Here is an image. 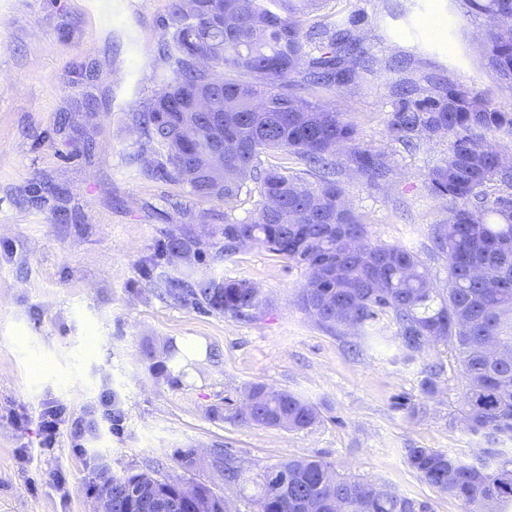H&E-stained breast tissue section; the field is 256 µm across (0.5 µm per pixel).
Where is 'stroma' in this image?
Segmentation results:
<instances>
[{
  "mask_svg": "<svg viewBox=\"0 0 512 512\" xmlns=\"http://www.w3.org/2000/svg\"><path fill=\"white\" fill-rule=\"evenodd\" d=\"M168 0H0V512H95L89 488L101 468L121 474L158 461L173 478L225 493L211 464L185 471L179 448H227L247 473L294 457L462 512L406 463L409 448L473 456L484 442L460 415L463 384L446 347L403 362L390 342L369 344L330 329L300 303L303 267L253 245L190 262L194 275L245 279L265 305L239 320L161 296L167 265L152 266L168 236L223 243L225 213L249 217L258 189L235 203H207L132 163L144 137L132 117L159 87L158 20ZM360 25L377 61L356 84L322 93L365 147L391 158L372 183L353 166L334 178L362 215L368 236L418 254L444 286L432 249L445 205L426 174L448 155L439 137L412 152L391 141L392 87L430 76L512 109V89L488 70L476 35L485 22L454 0H323L318 16ZM409 60L411 71L391 70ZM97 104L87 112V100ZM175 346L165 373L148 351ZM442 364L438 393H420L424 365ZM261 382L316 404L319 422L287 431L224 416L225 399ZM116 398L121 427L93 423L91 411ZM418 403L407 419L399 404ZM65 409L55 447L40 445L44 410Z\"/></svg>",
  "mask_w": 512,
  "mask_h": 512,
  "instance_id": "1",
  "label": "stroma"
}]
</instances>
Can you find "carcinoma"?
Wrapping results in <instances>:
<instances>
[{
	"label": "carcinoma",
	"instance_id": "1",
	"mask_svg": "<svg viewBox=\"0 0 512 512\" xmlns=\"http://www.w3.org/2000/svg\"><path fill=\"white\" fill-rule=\"evenodd\" d=\"M321 0H169L159 26L158 52L166 69L160 88L133 119L146 137L134 156L140 172L183 187L198 200H236L250 181L261 202L239 220L224 214V254L251 243L301 265L307 280L303 308L327 328L347 327L366 340L381 339V316L397 326V349L412 361L425 348L449 347L465 381L462 415L467 430L487 447L466 459L436 448L405 449L406 463L464 512H507L512 506V163L486 135L512 137V110L495 106L452 84L426 79L423 88L406 79L395 86L387 118L389 138L406 148L437 137L451 140L448 157L431 168V194L448 201L435 226L433 249L444 257L447 281L436 288L412 250L373 243L364 223L332 179L340 150L371 181L390 172L387 155L360 144L357 128L311 92L355 83L376 58L364 45L352 17L338 28L305 24ZM464 16L486 18L485 66L512 82V0H456ZM224 120V143L209 135V121ZM224 150V182L191 183L185 169L201 172L210 155ZM284 151L304 166L297 172L266 163ZM317 179L310 186L305 176ZM494 183L491 199L483 188ZM210 244L172 235L157 256L169 264ZM165 293L174 302L233 318H253L265 300L245 280L168 276ZM441 367L432 364L421 392H438ZM244 393L258 397L249 409L225 401L228 417L245 425L305 429L319 419L316 406L264 383ZM212 466L229 484L253 485L254 512H430L424 503L385 486L341 474L325 461L288 458L245 477L225 448ZM155 473L148 466L122 476L101 469L91 493L112 494V512H141L123 495ZM196 494L209 512H225L224 497L203 483Z\"/></svg>",
	"mask_w": 512,
	"mask_h": 512
}]
</instances>
